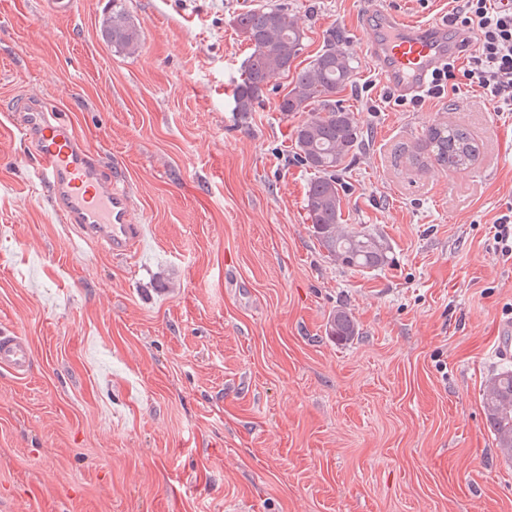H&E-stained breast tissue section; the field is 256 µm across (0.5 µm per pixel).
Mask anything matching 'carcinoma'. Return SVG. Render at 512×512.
I'll use <instances>...</instances> for the list:
<instances>
[{
    "mask_svg": "<svg viewBox=\"0 0 512 512\" xmlns=\"http://www.w3.org/2000/svg\"><path fill=\"white\" fill-rule=\"evenodd\" d=\"M236 27L252 52L243 78L232 92L233 110L242 116L255 110L269 82L291 72L302 51L305 32L297 19L283 8L258 7L238 15ZM112 47L127 54L142 45L140 28L131 19L125 0H112V15L104 27ZM353 56L336 45V32L326 35L324 45L305 68L296 72L294 86L277 104L286 117L307 113L293 130L296 155L311 171L304 207L314 236L334 261L357 269L378 270L388 263L385 239L367 229L342 224L341 186L337 174L354 156L363 141V128L354 113L341 106L336 94L354 75ZM480 146L466 129L439 124L427 129L418 151L406 164L418 171L430 164L450 170L471 166ZM325 330L338 341L358 335V326L344 309L332 312ZM483 410L501 456L512 460V368L493 373L482 396Z\"/></svg>",
    "mask_w": 512,
    "mask_h": 512,
    "instance_id": "obj_1",
    "label": "carcinoma"
}]
</instances>
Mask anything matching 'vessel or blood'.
Wrapping results in <instances>:
<instances>
[{"label":"vessel or blood","mask_w":512,"mask_h":512,"mask_svg":"<svg viewBox=\"0 0 512 512\" xmlns=\"http://www.w3.org/2000/svg\"><path fill=\"white\" fill-rule=\"evenodd\" d=\"M369 57L382 83L401 93L421 91L432 69L454 56L459 44L446 21L411 22L384 8L361 13ZM23 131L37 151L35 175L47 188L62 223L78 225L84 238L122 255L143 236L130 221V200L116 178L103 177L100 162L62 114L27 109ZM31 349L24 337L0 332V367L25 374Z\"/></svg>","instance_id":"vessel-or-blood-1"}]
</instances>
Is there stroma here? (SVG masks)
Instances as JSON below:
<instances>
[{
    "label": "stroma",
    "instance_id": "1",
    "mask_svg": "<svg viewBox=\"0 0 512 512\" xmlns=\"http://www.w3.org/2000/svg\"><path fill=\"white\" fill-rule=\"evenodd\" d=\"M366 0H126L133 55L101 23L112 0H0V330L33 358L0 368V512H512V461L482 395L512 258V112L474 84L400 111L371 67ZM281 7L305 67L329 31L358 63L337 94L364 140L337 178L342 219L391 247L382 269L333 262L314 238L298 116L273 79L247 119L231 91L251 52L239 14ZM65 113L120 173L138 251L115 255L61 223L19 129ZM469 126L468 169L415 173L399 145ZM345 308L359 336L325 324Z\"/></svg>",
    "mask_w": 512,
    "mask_h": 512
}]
</instances>
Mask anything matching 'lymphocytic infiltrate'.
<instances>
[{"label": "lymphocytic infiltrate", "mask_w": 512, "mask_h": 512, "mask_svg": "<svg viewBox=\"0 0 512 512\" xmlns=\"http://www.w3.org/2000/svg\"><path fill=\"white\" fill-rule=\"evenodd\" d=\"M449 21L471 48L467 68L448 61L431 74L422 94L396 97L395 105L415 110L465 80L477 84L496 111L512 112V0H457Z\"/></svg>", "instance_id": "1"}]
</instances>
